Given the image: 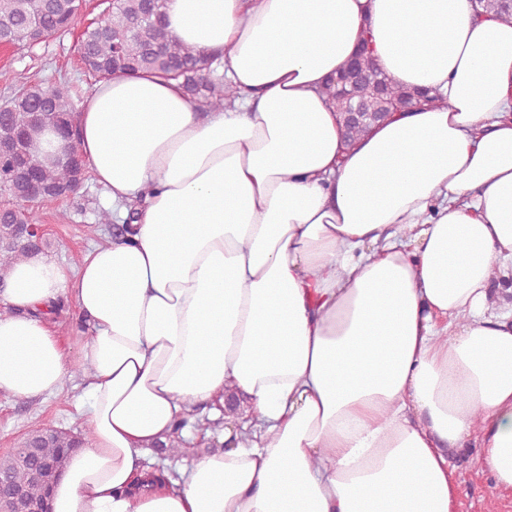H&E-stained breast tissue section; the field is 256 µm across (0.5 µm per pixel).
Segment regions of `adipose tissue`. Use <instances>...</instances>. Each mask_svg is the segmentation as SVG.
I'll return each mask as SVG.
<instances>
[{"instance_id":"1","label":"adipose tissue","mask_w":512,"mask_h":512,"mask_svg":"<svg viewBox=\"0 0 512 512\" xmlns=\"http://www.w3.org/2000/svg\"><path fill=\"white\" fill-rule=\"evenodd\" d=\"M240 94L98 82L79 152L126 227L0 279V392L85 368L93 434L51 512H456L453 451L512 496V20L475 0H166ZM444 99L345 145L322 94L360 47ZM75 304L89 334L61 338ZM222 403V447L144 460Z\"/></svg>"}]
</instances>
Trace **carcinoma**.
I'll list each match as a JSON object with an SVG mask.
<instances>
[{
  "instance_id": "carcinoma-1",
  "label": "carcinoma",
  "mask_w": 512,
  "mask_h": 512,
  "mask_svg": "<svg viewBox=\"0 0 512 512\" xmlns=\"http://www.w3.org/2000/svg\"><path fill=\"white\" fill-rule=\"evenodd\" d=\"M83 0H0V44L29 47L70 30ZM166 0H111L107 22L88 25L79 41L82 67L101 81L115 75L148 72L182 80L188 98L212 111L238 96L237 88L218 73L220 62L192 54L171 37L163 23ZM480 5L512 19V0H479ZM343 128L345 142L390 118L409 102H431L427 93L395 83L366 52L323 87ZM67 82H35L15 89L0 103V189L15 200L0 207V281L4 272L46 244L29 241L26 226L38 224L25 203L52 209L85 181V166L58 161L37 150L46 131L75 128L68 111ZM361 113L357 123L350 113ZM91 430L71 432L44 427L29 431L17 448L0 455V482L21 491L25 502L44 500L47 487L62 471L65 448L86 443Z\"/></svg>"
}]
</instances>
